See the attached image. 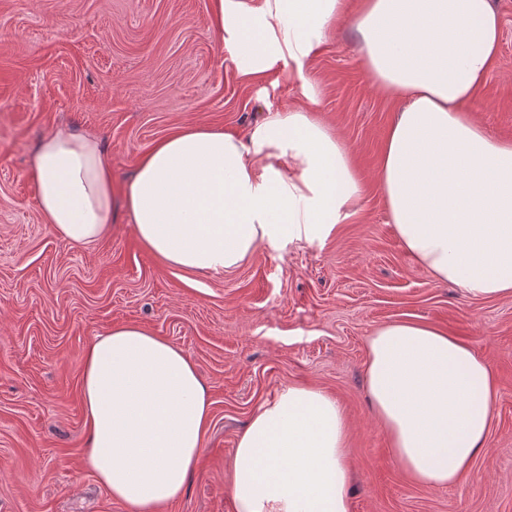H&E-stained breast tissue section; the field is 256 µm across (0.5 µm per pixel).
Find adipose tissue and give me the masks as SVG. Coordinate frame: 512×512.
Listing matches in <instances>:
<instances>
[{"mask_svg":"<svg viewBox=\"0 0 512 512\" xmlns=\"http://www.w3.org/2000/svg\"><path fill=\"white\" fill-rule=\"evenodd\" d=\"M351 19L377 87L402 102L377 174L405 251L473 298H512V143L468 115L497 58L491 0H217V28L239 73L282 68L304 107L246 134L195 124L139 161L123 206L139 239L186 271L221 273L262 245L323 242L356 212L362 185L335 131L312 113L307 68L334 24ZM40 214L89 246L112 224V161L97 137L59 129L33 162ZM370 406L406 474L428 487L468 477L497 398L491 367L431 324L398 320L368 338ZM85 462L128 512L177 499L202 453L210 400L193 361L137 325L84 351ZM348 424L334 398L291 385L262 406L231 454L236 512H349Z\"/></svg>","mask_w":512,"mask_h":512,"instance_id":"obj_1","label":"adipose tissue"}]
</instances>
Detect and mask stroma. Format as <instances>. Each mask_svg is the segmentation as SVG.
Masks as SVG:
<instances>
[{
  "label": "stroma",
  "mask_w": 512,
  "mask_h": 512,
  "mask_svg": "<svg viewBox=\"0 0 512 512\" xmlns=\"http://www.w3.org/2000/svg\"><path fill=\"white\" fill-rule=\"evenodd\" d=\"M492 3L499 55L469 108L512 141V0ZM309 70L318 116L362 180L356 214L324 242L262 245L234 270L189 272L149 250L119 208L94 245L58 237L38 210V142L59 127L95 134L118 197L161 138L194 123L245 132L267 109L301 107L299 89L241 78L215 0H0V512H127L86 466L81 399L85 348L127 324L180 347L211 401L198 464L160 512H235L232 450L288 385L324 390L347 416L350 512H512V298L436 283L402 247L377 185L400 104L374 85L350 23ZM403 319L458 337L496 376L488 449L452 486L410 479L366 400L367 338Z\"/></svg>",
  "instance_id": "35a3bbf8"
}]
</instances>
